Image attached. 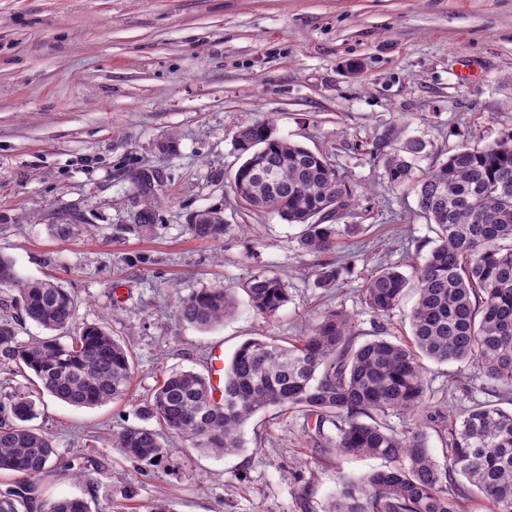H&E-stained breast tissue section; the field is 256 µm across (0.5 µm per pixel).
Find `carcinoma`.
Masks as SVG:
<instances>
[{"instance_id": "cac0c4a2", "label": "carcinoma", "mask_w": 512, "mask_h": 512, "mask_svg": "<svg viewBox=\"0 0 512 512\" xmlns=\"http://www.w3.org/2000/svg\"><path fill=\"white\" fill-rule=\"evenodd\" d=\"M245 160L231 189L241 204L277 214L302 226L301 249L336 252L341 236L363 224H331L359 206L356 190L320 155L276 135L269 122L235 134ZM426 143L400 141L395 128L368 144L363 156L383 169L386 183L412 181ZM420 211L435 237L411 276L400 265H378L361 288L368 309L389 318L412 289L417 301L408 319L410 337L377 336L359 345L354 319L329 309L289 345L259 336L246 340L224 367L222 403L210 394L209 377L193 370L172 371L136 412L158 427H127L115 437L130 460L156 466L165 457L169 433L189 447L215 456L241 449L244 426L268 408L299 410L314 420L312 438L343 456L370 457L384 465L362 477L343 480L329 512H463L475 491L489 512H512V412L491 400L475 401L448 427L446 462L439 464L417 427L401 430L373 420V414L405 415L424 402L428 384L424 361L473 366L488 391L512 393V131L483 147L461 145L417 181ZM195 236L219 239L224 219L218 211L196 215ZM358 254L324 261L313 286L329 290L353 274ZM0 287L17 293L22 318L55 331L77 323V306L63 289L19 276L0 256ZM252 306L272 318L288 301V283L266 271L244 284ZM235 290L206 288L183 299L182 320L202 329L224 323L235 309ZM23 364L40 390L74 407H94L124 395L134 370L126 343L106 327L85 323L70 341L58 337L19 340L15 322L0 319V368ZM0 472L27 481L0 491V512H19L36 493L30 480L50 467L52 440L26 422L36 402L23 391L0 404ZM368 417L372 422L362 421ZM336 428L327 437L325 424ZM47 512H90L81 497L47 504Z\"/></svg>"}]
</instances>
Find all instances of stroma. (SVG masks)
I'll return each mask as SVG.
<instances>
[{"mask_svg": "<svg viewBox=\"0 0 512 512\" xmlns=\"http://www.w3.org/2000/svg\"><path fill=\"white\" fill-rule=\"evenodd\" d=\"M262 122L361 195L342 221L368 225L369 244L338 288L314 287L323 257L299 249V226L247 211L229 187L237 130ZM393 126L425 141L424 170L512 128V0H0V255L63 288L79 322L129 340L134 358L119 400L40 399L32 425L56 454L22 512L70 495L91 512L158 499L171 512H323L340 477L376 467L314 445L293 409L257 413L224 457L168 437L144 469L112 440L169 371L207 372L212 350L228 359L253 337L295 339L325 309L351 314L359 343L409 335L414 296L378 320L361 293L380 262L429 252L415 194L362 156ZM208 209L224 218L220 239L190 229ZM259 268L288 284L273 318L241 288ZM222 285L237 299L224 324L180 319L182 299ZM426 378L423 411L385 421L422 429L440 460L475 370L431 362Z\"/></svg>", "mask_w": 512, "mask_h": 512, "instance_id": "1", "label": "stroma"}]
</instances>
